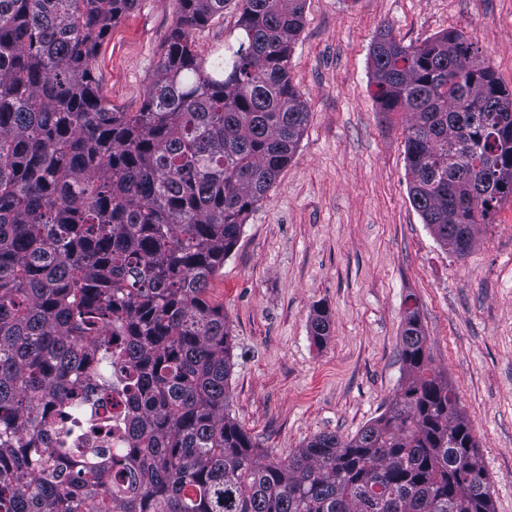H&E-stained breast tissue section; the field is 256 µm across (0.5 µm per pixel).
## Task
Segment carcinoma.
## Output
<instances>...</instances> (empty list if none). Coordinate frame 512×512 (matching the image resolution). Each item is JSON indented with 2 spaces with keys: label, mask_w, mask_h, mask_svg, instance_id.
<instances>
[{
  "label": "carcinoma",
  "mask_w": 512,
  "mask_h": 512,
  "mask_svg": "<svg viewBox=\"0 0 512 512\" xmlns=\"http://www.w3.org/2000/svg\"><path fill=\"white\" fill-rule=\"evenodd\" d=\"M138 2L0 0V512H494L410 295L386 411L260 461L205 293L306 127L288 72L305 0H238L240 34L211 59L191 32L227 0H178L157 80L118 112L92 60ZM371 60L379 110L409 114L410 203L463 258L512 198V90L456 31L406 45L387 27ZM330 324L316 307L315 344ZM86 372L129 398L119 460L61 425L89 406Z\"/></svg>",
  "instance_id": "1"
}]
</instances>
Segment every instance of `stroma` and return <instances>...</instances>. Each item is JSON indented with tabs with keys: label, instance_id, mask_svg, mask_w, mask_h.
<instances>
[{
	"label": "stroma",
	"instance_id": "obj_1",
	"mask_svg": "<svg viewBox=\"0 0 512 512\" xmlns=\"http://www.w3.org/2000/svg\"><path fill=\"white\" fill-rule=\"evenodd\" d=\"M178 11V0H139L103 40L93 70L113 108L141 105ZM238 20L229 0L193 30L198 56L223 51ZM385 25L408 45L462 33L512 89V0H306L289 74L308 124L208 291L231 331L229 411L262 457L321 433L354 437L404 380L403 302L414 297L494 512H512V201L478 225L465 259L435 241L409 201V116L374 98L371 49ZM318 306L331 315L320 347L309 333Z\"/></svg>",
	"mask_w": 512,
	"mask_h": 512
}]
</instances>
